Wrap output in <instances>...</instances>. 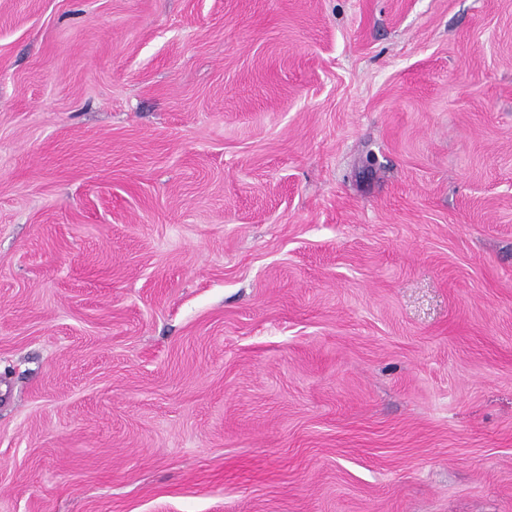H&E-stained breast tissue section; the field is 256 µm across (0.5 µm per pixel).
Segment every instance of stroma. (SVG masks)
Masks as SVG:
<instances>
[{
    "label": "stroma",
    "mask_w": 512,
    "mask_h": 512,
    "mask_svg": "<svg viewBox=\"0 0 512 512\" xmlns=\"http://www.w3.org/2000/svg\"><path fill=\"white\" fill-rule=\"evenodd\" d=\"M0 512H512V0H0Z\"/></svg>",
    "instance_id": "stroma-1"
}]
</instances>
